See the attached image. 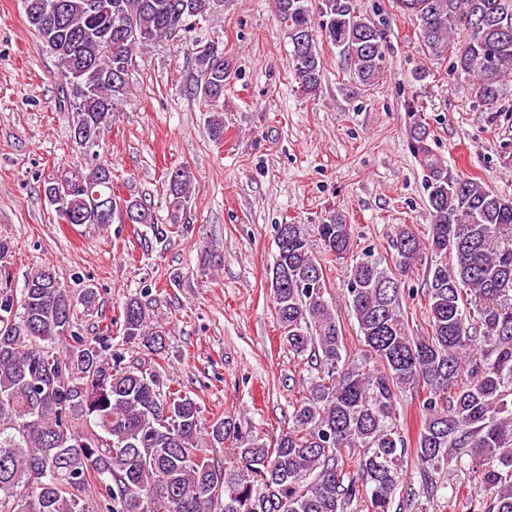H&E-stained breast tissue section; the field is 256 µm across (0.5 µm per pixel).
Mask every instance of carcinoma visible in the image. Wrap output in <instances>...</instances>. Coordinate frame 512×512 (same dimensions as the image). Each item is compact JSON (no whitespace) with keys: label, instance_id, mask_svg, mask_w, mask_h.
<instances>
[{"label":"carcinoma","instance_id":"cac0c4a2","mask_svg":"<svg viewBox=\"0 0 512 512\" xmlns=\"http://www.w3.org/2000/svg\"><path fill=\"white\" fill-rule=\"evenodd\" d=\"M292 45V73L317 94L321 46H334L353 78L371 87L386 73L385 32L354 0H272ZM29 26L55 57L59 107L71 113L73 142L98 139L126 102L133 50L181 41L190 25L224 10V0H22ZM417 22L433 60L472 79L475 102L493 109L512 78V0H393ZM194 95L209 135L224 140L229 65L216 41L191 43ZM429 128L414 124L411 147L424 172L431 224L421 236L400 224L388 242L391 263L358 247L352 225L330 212L314 233L343 270L346 303L365 371L342 357L343 334L325 298L328 282L302 224L276 227L270 288L283 339L319 365L294 406L292 425L269 447L231 416L202 424L196 399L159 373L166 331L148 303L122 305V342L151 355L125 364L112 325L88 338L78 314L96 309L93 288L71 292L51 266L16 288L14 244L0 239V512H390L408 448L397 425L398 393L423 386V425L413 451L425 467L452 462L485 492L479 512H512V198L448 170L430 149ZM170 233L186 223L190 171L167 173ZM112 195V164L57 170L44 195L65 224L105 226L139 218L136 199H112L105 217L97 194ZM428 328L410 334L404 284L424 254ZM480 353H474L475 343ZM232 451L244 472L207 452ZM358 451L356 471L345 455ZM472 466H466L463 457Z\"/></svg>","mask_w":512,"mask_h":512}]
</instances>
